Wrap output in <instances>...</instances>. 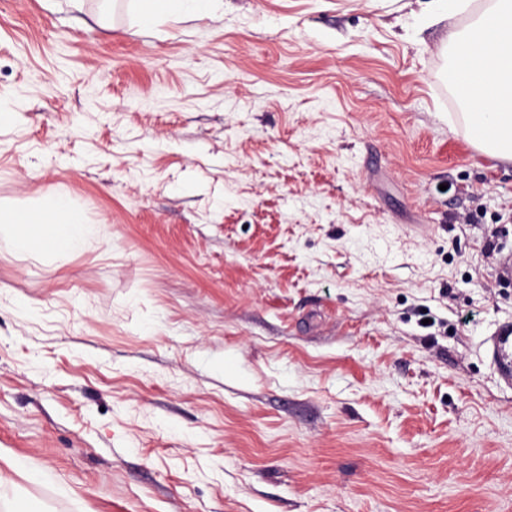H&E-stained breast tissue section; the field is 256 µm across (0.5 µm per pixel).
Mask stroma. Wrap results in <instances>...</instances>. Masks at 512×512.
Instances as JSON below:
<instances>
[{"instance_id":"35a3bbf8","label":"stroma","mask_w":512,"mask_h":512,"mask_svg":"<svg viewBox=\"0 0 512 512\" xmlns=\"http://www.w3.org/2000/svg\"><path fill=\"white\" fill-rule=\"evenodd\" d=\"M0 0V467L33 512H512V163L405 0ZM222 0H138L134 3L140 27H152L166 16L196 15ZM40 213L31 209H0V252L37 253L50 260L63 252L87 251L101 241L112 240L109 224L88 221L70 200L51 208L52 224H41ZM42 226H48L47 231Z\"/></svg>"}]
</instances>
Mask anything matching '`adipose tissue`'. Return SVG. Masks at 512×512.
Returning a JSON list of instances; mask_svg holds the SVG:
<instances>
[{"instance_id": "1", "label": "adipose tissue", "mask_w": 512, "mask_h": 512, "mask_svg": "<svg viewBox=\"0 0 512 512\" xmlns=\"http://www.w3.org/2000/svg\"><path fill=\"white\" fill-rule=\"evenodd\" d=\"M215 0H135L140 27L154 26L166 16L196 15ZM431 0L439 16L472 10L468 26L450 34L456 50L448 81L470 106L468 124L478 144L496 146L498 158L512 162V0ZM112 238L108 224L88 221L71 202L54 204L49 226L36 211L0 209V252L37 254L50 260L68 251H87Z\"/></svg>"}]
</instances>
